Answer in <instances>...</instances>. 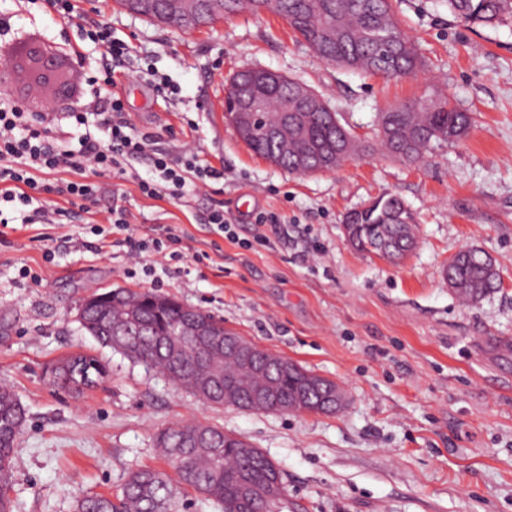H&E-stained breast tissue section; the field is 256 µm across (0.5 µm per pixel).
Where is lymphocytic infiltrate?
Instances as JSON below:
<instances>
[{"label":"lymphocytic infiltrate","instance_id":"obj_1","mask_svg":"<svg viewBox=\"0 0 512 512\" xmlns=\"http://www.w3.org/2000/svg\"><path fill=\"white\" fill-rule=\"evenodd\" d=\"M86 35L92 41L106 43L109 57L98 75L80 74L75 105L67 113L76 124H87L89 116H97L105 139L84 135L78 147L65 146L54 129L46 125L44 114L30 111L21 102L0 100V202L25 209L30 224H58L72 219L68 205L77 200H91L96 188L86 182L87 172L109 174L118 178L128 176V163L141 156L150 157L155 179H142L138 187L142 194L153 196L158 183H165L172 199L183 200L187 191L205 188L208 181L219 180L223 171L199 165L191 151L179 158L158 149L157 138L149 132L135 130L126 117V105L119 90L115 69L129 54L128 44L115 39L103 23L93 24ZM67 170V179L45 182L47 174ZM55 194L64 197L68 205L54 210L37 203L39 195ZM113 229L122 232L123 246L131 261L152 253L180 260L174 246L180 241L177 234L166 237H134L123 211L112 210L107 218Z\"/></svg>","mask_w":512,"mask_h":512}]
</instances>
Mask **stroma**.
<instances>
[{
  "label": "stroma",
  "mask_w": 512,
  "mask_h": 512,
  "mask_svg": "<svg viewBox=\"0 0 512 512\" xmlns=\"http://www.w3.org/2000/svg\"><path fill=\"white\" fill-rule=\"evenodd\" d=\"M426 60L389 81L317 58L280 17L243 11L185 30L150 21L117 0H79L82 17L110 26L132 52L120 78L129 122L180 156L224 172L188 201L143 195L136 181L88 173L89 213L64 224H27L5 209L0 226V385L27 410L14 449L12 512H74L81 494H119L130 471L168 470L155 438L184 422L218 425L276 462L287 512H512V24L469 27L446 0H393ZM12 31L57 53L82 45L85 65L104 45L82 40L77 20L43 0H0ZM153 67L178 89L164 102L139 78ZM267 68L306 82L362 140L380 112L434 89L476 123L460 145L415 165L359 154L336 170L296 175L257 157L224 115L230 77ZM386 194L418 219V246L392 262L346 242L344 215ZM235 239L208 232L216 203ZM123 210L137 236L173 229L180 262L145 257L135 272L124 247L95 250L91 232ZM284 217L257 226V212ZM263 232L268 245L254 244ZM467 247L495 262L499 290L465 305L444 270ZM28 267L41 284L21 278ZM154 289L208 311L256 345L330 379L345 394L335 414L264 413L204 404L158 371L101 347L77 312L93 291ZM85 352L109 364L106 382L76 397L51 385L47 366Z\"/></svg>",
  "instance_id": "obj_1"
}]
</instances>
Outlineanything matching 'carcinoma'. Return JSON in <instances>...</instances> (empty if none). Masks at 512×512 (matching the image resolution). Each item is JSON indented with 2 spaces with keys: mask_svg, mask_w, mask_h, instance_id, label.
Segmentation results:
<instances>
[{
  "mask_svg": "<svg viewBox=\"0 0 512 512\" xmlns=\"http://www.w3.org/2000/svg\"><path fill=\"white\" fill-rule=\"evenodd\" d=\"M449 11L468 26H496L512 19V0H447ZM138 15L159 23L177 12L181 0H118ZM246 10L255 15L272 13L286 21L290 29L318 57L338 67L380 76L384 79L413 77L424 67L414 41L404 32L392 0H224V14L231 17ZM299 80L280 81L274 77L257 87L265 108L250 136L240 135L258 157L297 172L296 157L309 158L306 174L323 169L322 160L336 155L348 130L330 112L301 113L304 136L284 141L267 134L266 126L280 123L281 98L293 93ZM378 142L390 157L403 163L421 162L434 150L459 144L470 134L475 119L458 111L446 97L419 99L390 106L381 113ZM355 217L351 227L360 252L376 253L389 260L408 255L416 242L417 221L405 201L397 195L374 200L371 207L353 210L344 219ZM446 276L453 291L465 302L476 303L496 293L500 276L486 253L477 248L460 251L448 263ZM83 330L100 345L127 359L159 370L170 383L197 395L201 377L211 381L214 399L223 402L226 392L238 396L235 408L267 412L251 404L255 382L246 365L224 357V347L197 354L191 342L184 345L180 363L169 359V336H208L224 340L234 332L209 313L177 300L161 298L145 291L116 288L94 292L78 309ZM129 327L132 344L113 340L115 329ZM80 366L91 376H108V365L99 357L76 354L50 365L54 386L74 394L82 390L73 384L71 368ZM275 381L279 401L302 400L304 411L333 414L341 406L328 399L327 387L334 381L304 370L285 357L267 368ZM27 422L26 409L14 390L0 386V487L10 490L13 482L12 453ZM156 445L168 456L176 479L152 468H138L128 475L121 495H80L75 512H179L186 493L193 490L222 512H272L259 499L243 501L239 481L249 476L260 479L269 470L268 458L259 449L251 455L239 451L242 436L200 422L180 423L161 431Z\"/></svg>",
  "mask_w": 512,
  "mask_h": 512,
  "instance_id": "carcinoma-1",
  "label": "carcinoma"
}]
</instances>
